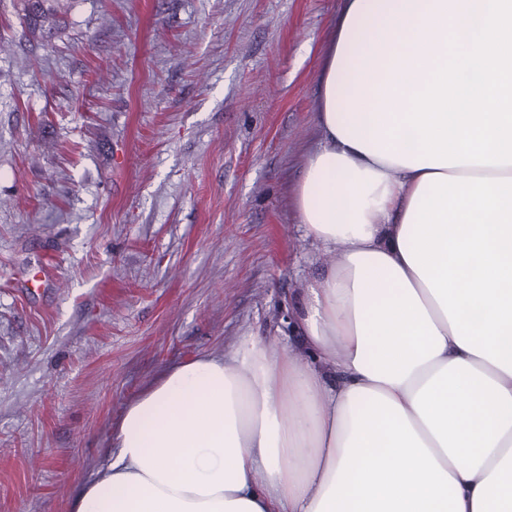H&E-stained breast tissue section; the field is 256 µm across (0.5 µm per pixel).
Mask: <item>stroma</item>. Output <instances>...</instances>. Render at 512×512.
Listing matches in <instances>:
<instances>
[{
	"instance_id": "stroma-1",
	"label": "stroma",
	"mask_w": 512,
	"mask_h": 512,
	"mask_svg": "<svg viewBox=\"0 0 512 512\" xmlns=\"http://www.w3.org/2000/svg\"><path fill=\"white\" fill-rule=\"evenodd\" d=\"M341 0H0V512H72L126 405L288 323ZM63 0H13V8L27 31L48 40L54 35Z\"/></svg>"
}]
</instances>
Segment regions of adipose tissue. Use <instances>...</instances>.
<instances>
[{
	"instance_id": "adipose-tissue-1",
	"label": "adipose tissue",
	"mask_w": 512,
	"mask_h": 512,
	"mask_svg": "<svg viewBox=\"0 0 512 512\" xmlns=\"http://www.w3.org/2000/svg\"><path fill=\"white\" fill-rule=\"evenodd\" d=\"M472 0H343L294 205L333 262L291 310L129 402L72 512H512V166L387 135Z\"/></svg>"
}]
</instances>
